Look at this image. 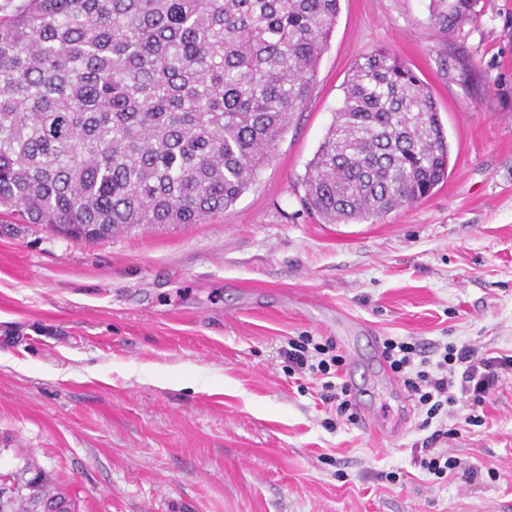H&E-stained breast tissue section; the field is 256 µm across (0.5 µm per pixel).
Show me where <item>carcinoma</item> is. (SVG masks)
<instances>
[{
  "mask_svg": "<svg viewBox=\"0 0 512 512\" xmlns=\"http://www.w3.org/2000/svg\"><path fill=\"white\" fill-rule=\"evenodd\" d=\"M453 34L479 0H431ZM339 0H6L0 209L75 242L201 224L252 184L309 96ZM449 146L429 86L387 50L357 60L302 178L325 224L432 194ZM0 512H73L34 464Z\"/></svg>",
  "mask_w": 512,
  "mask_h": 512,
  "instance_id": "1",
  "label": "carcinoma"
}]
</instances>
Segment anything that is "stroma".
Masks as SVG:
<instances>
[{
    "instance_id": "obj_1",
    "label": "stroma",
    "mask_w": 512,
    "mask_h": 512,
    "mask_svg": "<svg viewBox=\"0 0 512 512\" xmlns=\"http://www.w3.org/2000/svg\"><path fill=\"white\" fill-rule=\"evenodd\" d=\"M481 6L451 38L430 0H340L307 101L204 223L87 244L0 215V472L37 464L79 512H512V374L481 425L449 419L458 467L439 483L413 463L417 410L380 346L512 352V0ZM380 47L430 87L448 178L325 224L301 179ZM349 335L359 420L338 424L281 350Z\"/></svg>"
}]
</instances>
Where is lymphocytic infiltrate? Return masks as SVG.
Listing matches in <instances>:
<instances>
[{"instance_id":"obj_1","label":"lymphocytic infiltrate","mask_w":512,"mask_h":512,"mask_svg":"<svg viewBox=\"0 0 512 512\" xmlns=\"http://www.w3.org/2000/svg\"><path fill=\"white\" fill-rule=\"evenodd\" d=\"M382 347L384 360L401 378L422 416L417 428L424 431L425 437L420 448L414 451L413 462L435 480H447L453 475L457 462L447 452L436 451L435 446L450 435L448 418L452 407L461 399L473 408L484 405L503 374L512 372V354L491 356L470 345L446 344L441 348L437 363L432 365L419 343L387 338ZM284 356L289 374L323 377L322 400L334 408L337 418L357 421L348 384H337L329 379L332 368L344 364L332 340L318 343L313 337L301 336L289 341Z\"/></svg>"}]
</instances>
